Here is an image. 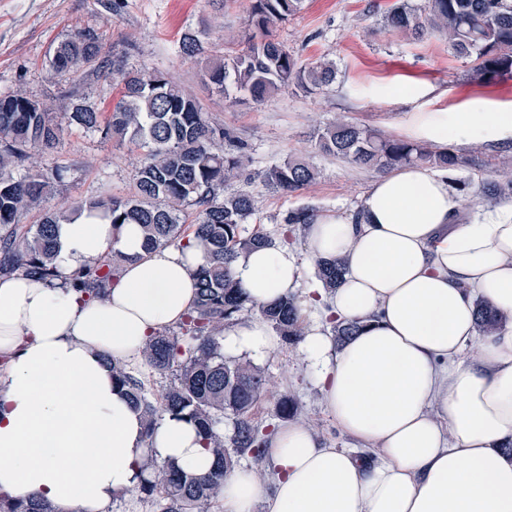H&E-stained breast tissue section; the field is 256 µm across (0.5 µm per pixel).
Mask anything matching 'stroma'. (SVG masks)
Returning a JSON list of instances; mask_svg holds the SVG:
<instances>
[{
	"instance_id": "35a3bbf8",
	"label": "stroma",
	"mask_w": 512,
	"mask_h": 512,
	"mask_svg": "<svg viewBox=\"0 0 512 512\" xmlns=\"http://www.w3.org/2000/svg\"><path fill=\"white\" fill-rule=\"evenodd\" d=\"M393 2L305 0L301 11L273 34L301 64L323 57L333 60L335 83L317 94L288 87L261 106L231 107L202 80L201 62L180 55L178 42L183 32L204 28L210 53L238 51L250 0H0V93L23 92L57 113L86 106L108 115L121 89L111 76L87 78L78 72L60 77L47 63L57 43L78 29H97L108 53L125 56L132 68L164 73L188 89L213 126L243 143L251 158L250 171L290 157L318 169L316 181L293 195L270 191L257 180L240 178L227 184V191L255 196L256 223L275 236L285 211L302 205L321 212L352 211L375 179V171L319 152L317 135L336 118L407 138L423 115L458 112L474 101L512 107V75L476 82L469 59L453 54L444 39L432 34L413 41L388 28L384 15ZM448 145L464 154L481 151L482 163L452 173L454 180L476 187L498 181L500 161L512 159V137L477 143L452 135ZM143 158V149L103 139L101 132L64 127L58 143L38 156L43 167L65 169L47 208L57 210L101 195H126ZM258 365L270 382L255 411L256 422L274 423L276 402L291 395L299 402L301 423L326 447H351V440L325 411L297 345L281 346Z\"/></svg>"
}]
</instances>
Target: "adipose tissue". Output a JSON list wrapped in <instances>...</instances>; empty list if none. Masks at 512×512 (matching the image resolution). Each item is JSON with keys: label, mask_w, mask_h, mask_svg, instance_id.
Wrapping results in <instances>:
<instances>
[{"label": "adipose tissue", "mask_w": 512, "mask_h": 512, "mask_svg": "<svg viewBox=\"0 0 512 512\" xmlns=\"http://www.w3.org/2000/svg\"><path fill=\"white\" fill-rule=\"evenodd\" d=\"M512 136V112L472 103L422 119L418 137L442 142ZM462 200L447 173L406 166L378 176L358 213L320 212L304 250L280 239L232 265L254 312L224 332V349L265 357L279 338L263 306L295 297L299 349L337 429L370 449L326 447L299 422L278 423L266 449L276 477L265 492L235 468L224 512H512V204L457 223ZM60 282L0 279V492L56 512H112L114 499L175 463L202 476L213 457L193 424L167 414L147 430L112 385L110 360L138 359L149 337L178 325L195 297L196 246L144 248L140 225L81 215L57 227ZM125 260L100 297L68 285L85 264ZM343 258L333 291L307 288V262ZM507 316L477 339V302ZM359 329L337 343L330 324ZM478 347L479 358L465 354Z\"/></svg>", "instance_id": "1"}]
</instances>
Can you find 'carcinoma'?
Instances as JSON below:
<instances>
[{
	"mask_svg": "<svg viewBox=\"0 0 512 512\" xmlns=\"http://www.w3.org/2000/svg\"><path fill=\"white\" fill-rule=\"evenodd\" d=\"M304 0H251L248 26L263 33L297 14ZM386 25L413 38L438 32L455 53L470 59L473 78L481 83L512 74V0H424L414 10L393 5ZM101 34L85 27L58 43L49 57L52 72L65 76L83 68L88 76L110 73L120 79L123 91L106 122L92 108L78 107L67 116L69 124L102 133L120 142L146 149L137 169L133 191L123 197L85 199L68 211H45L38 223L22 219L40 207L62 181V170L45 169L31 162L25 174L14 175L18 164L31 158L30 150L50 148L59 140L61 127L51 109L16 92L0 97V277L14 274L53 280L57 225L70 222L83 210L98 211L116 224H139L146 249L195 244L203 253L196 268L197 296L191 311L177 326L152 337L141 352V369L113 362L112 380L125 390L130 403L154 423L164 414L180 415L192 422L210 447L215 466L197 477L173 464L157 465L136 488L140 500L158 512H210L224 487V475L245 456L265 454L266 434L254 422L253 411L266 388L265 371L249 362L224 357V327L251 311L231 276V263L241 251L270 241L262 229L246 231L257 211L255 197L244 191L224 194V185L242 176L249 163L244 144L222 128L210 125L196 99L182 86L159 72L133 71L124 57L103 53ZM179 52L187 58H204L202 78L230 105L234 90L245 100L260 104L289 84L305 93L322 91L336 82V65L319 59L298 63L282 42L255 41L228 55L205 56L201 32L187 31ZM233 149L224 151V141ZM318 149L359 168L390 173L406 165H426L454 171L474 163L449 148H433L403 138H387L374 129L341 118L319 134ZM503 182L474 191L457 186L464 201L488 203L512 189V167L502 168ZM315 168L302 159H287L257 173L276 192L293 194L311 184ZM312 206L290 209L280 218L281 235L290 242L294 232L315 215ZM126 256L114 252L97 259L69 279L70 287L90 298L114 278ZM318 278L324 287H336L344 276L339 260H320ZM275 333L287 344L301 336L298 307L283 299L260 310ZM503 318L478 304L477 331L490 336ZM170 377L163 395L152 397L143 371ZM298 405L281 397L275 417H296ZM233 423L224 436V417ZM0 512H55L40 501H15L0 495Z\"/></svg>",
	"mask_w": 512,
	"mask_h": 512,
	"instance_id": "carcinoma-1",
	"label": "carcinoma"
}]
</instances>
